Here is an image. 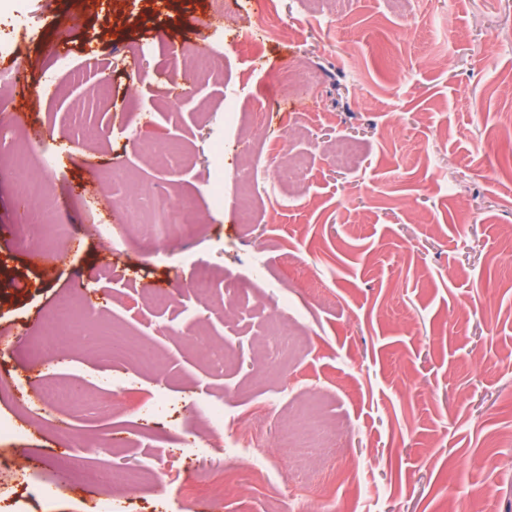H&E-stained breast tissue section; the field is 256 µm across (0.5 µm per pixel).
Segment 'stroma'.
Masks as SVG:
<instances>
[{
	"label": "stroma",
	"instance_id": "1",
	"mask_svg": "<svg viewBox=\"0 0 512 512\" xmlns=\"http://www.w3.org/2000/svg\"><path fill=\"white\" fill-rule=\"evenodd\" d=\"M224 3L211 21L208 0H0V69L27 70L26 87L0 91V414L24 427L0 442V512H42L26 472L61 484L54 512H97L98 490L60 477L70 453L109 462L112 512H214L204 491L219 480L223 512H512V0ZM202 40L219 78L193 80L175 55ZM300 66L307 83H277ZM339 139L358 147L352 168L332 160ZM286 152L305 157L303 176H266ZM48 162L65 186L38 214L55 227L46 263L15 236V187ZM244 168L259 181L248 224ZM140 192L185 202L180 240L86 234L126 223ZM201 265L206 301L180 288ZM156 289L170 309L153 308ZM226 289L250 316L226 318ZM63 302L94 305L104 354L79 335L36 355ZM41 374L92 396L76 437L33 413ZM109 377L124 387L98 389ZM162 397L169 410L147 415ZM312 398L342 428L321 486L278 444L282 416ZM216 403L220 428L205 424ZM243 429L265 476L229 466L224 441ZM140 469L129 488L123 474Z\"/></svg>",
	"mask_w": 512,
	"mask_h": 512
}]
</instances>
